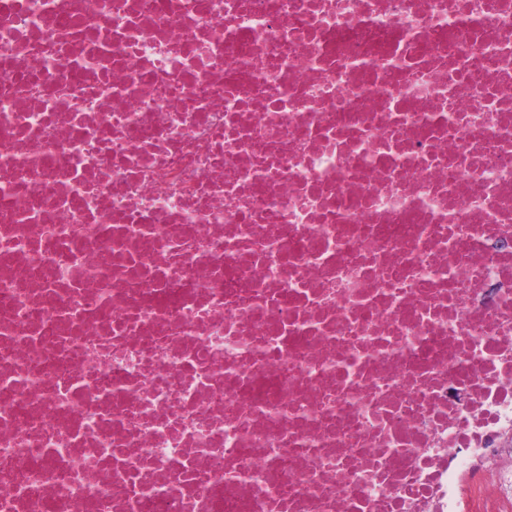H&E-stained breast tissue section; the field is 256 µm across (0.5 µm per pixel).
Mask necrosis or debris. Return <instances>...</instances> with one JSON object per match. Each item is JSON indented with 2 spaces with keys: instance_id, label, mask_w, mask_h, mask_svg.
<instances>
[{
  "instance_id": "obj_1",
  "label": "necrosis or debris",
  "mask_w": 512,
  "mask_h": 512,
  "mask_svg": "<svg viewBox=\"0 0 512 512\" xmlns=\"http://www.w3.org/2000/svg\"><path fill=\"white\" fill-rule=\"evenodd\" d=\"M0 512H512V0H0Z\"/></svg>"
}]
</instances>
